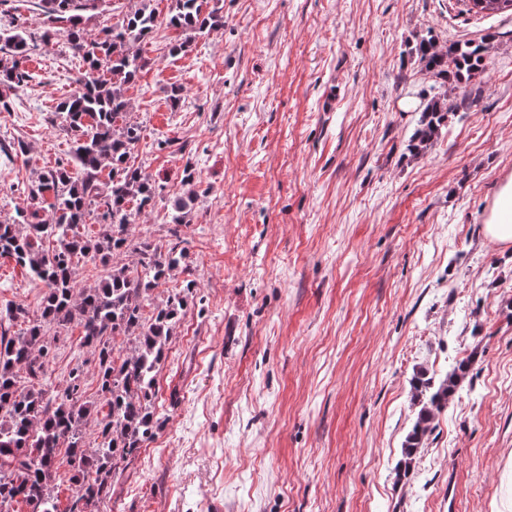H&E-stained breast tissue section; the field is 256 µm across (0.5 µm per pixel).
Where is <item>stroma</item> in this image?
<instances>
[{
	"instance_id": "1",
	"label": "stroma",
	"mask_w": 512,
	"mask_h": 512,
	"mask_svg": "<svg viewBox=\"0 0 512 512\" xmlns=\"http://www.w3.org/2000/svg\"><path fill=\"white\" fill-rule=\"evenodd\" d=\"M188 53L162 27L127 92L162 190L130 227L179 232L196 283L157 375L163 427L100 512H501L512 500V247L484 224L512 178V15L463 0H219ZM31 40L0 112V219L68 158L57 112L85 66L42 41L39 0H0ZM491 35L434 144L409 148L436 86L415 52ZM179 102H172V93ZM193 195L188 223L170 201ZM42 289L0 257V307ZM473 364L407 476L419 370Z\"/></svg>"
}]
</instances>
